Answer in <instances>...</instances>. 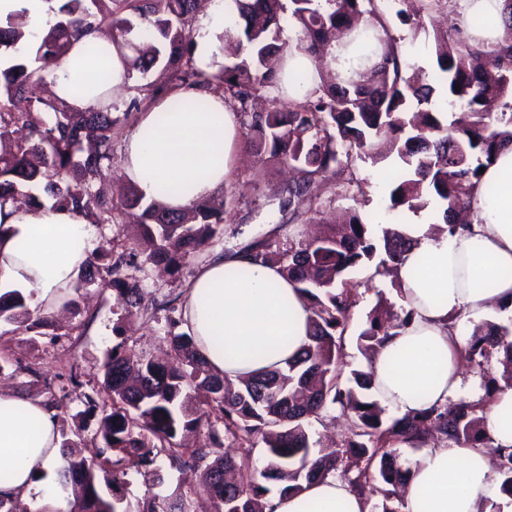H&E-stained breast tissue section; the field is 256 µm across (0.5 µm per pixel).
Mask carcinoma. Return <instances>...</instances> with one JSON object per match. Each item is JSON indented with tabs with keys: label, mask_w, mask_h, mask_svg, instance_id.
I'll return each mask as SVG.
<instances>
[{
	"label": "carcinoma",
	"mask_w": 512,
	"mask_h": 512,
	"mask_svg": "<svg viewBox=\"0 0 512 512\" xmlns=\"http://www.w3.org/2000/svg\"><path fill=\"white\" fill-rule=\"evenodd\" d=\"M234 3L237 18L224 39H237L241 53L212 74L200 71L192 57L198 0H64L56 10L59 20L40 35L28 31L23 13L0 23V49L13 52L12 64L0 70V136L16 135L15 149L0 153V204H14L21 196L32 199L42 190L54 204L92 224L110 223L114 210H124L143 225L147 260L166 267L187 263L215 240L232 192L195 203V224L184 212L145 200L131 184L116 206L94 186L112 164L117 107L76 111L55 96H27L29 85L52 72L71 40L104 25L112 27L120 49L136 53L133 69L158 73L159 82L149 85L150 98L182 86L222 94L246 129L245 144L297 174L279 203V212L288 216L285 241L247 251L256 262L279 266L305 298L310 334L303 351L280 368L233 382L210 372L194 337L173 332L171 363L117 344L104 362L101 387L85 391L73 368L67 386L57 392L53 381H44L46 405L59 418L60 485L78 492L76 512H131L124 477L134 470L161 485L158 460L165 459L172 469L200 472L212 512H265L269 482L282 481V491L297 495L305 484L341 469L365 504L382 496L371 512H400L393 498L409 482L411 470L402 463L399 447L420 449L445 438L497 454L501 490L512 497V450L491 446L483 429L484 415L500 393L486 365L503 350L499 363L512 381V329L487 322L460 351L462 360L479 370L481 398L450 399L389 418L369 393L371 372L354 370L349 383L341 382L342 339L353 306L346 274L376 255L366 224L352 214L342 227L317 237L306 238L295 229L305 216L327 207L324 199L307 195L308 185L320 180L353 191L358 181L349 162L362 153L376 161L392 156L400 163L390 190L391 209L416 213L435 196L442 223L450 231L459 226L458 216L469 212L472 190L481 179L479 170L512 145V105L505 104L511 113L492 122L484 112L488 99L503 98L512 88V41L483 51L459 34L435 39L437 66L452 97L451 118L445 120L431 107L434 88L419 81L392 34L383 0ZM288 21L296 26L293 40L284 38ZM332 30L344 46L357 47L349 75L337 72L331 85L319 84L302 99L284 103L275 91L285 55L301 51L319 66L329 64L336 60L335 44L327 39ZM383 251L379 265L398 266L405 252L403 235L385 232ZM138 256L136 246L120 252L100 248L82 264L72 289L79 291L84 280L98 275L104 287L123 297L125 318L134 320L148 310L145 294L126 281V270ZM411 319L406 309L389 323L370 318L358 336L360 348L376 350L390 330ZM2 320L34 330L47 316H32L26 297L9 292L0 295ZM200 388L212 394L203 412L193 404V392ZM72 397L100 413L95 437L102 448L94 460L81 455L79 431L69 435L65 430L66 400ZM336 410L350 419L352 437L336 447L314 449L309 420ZM193 432L204 434V445L184 446L183 438ZM228 440L243 449L240 460L225 452ZM260 441L265 447H258ZM138 512H197V502L188 493L154 494Z\"/></svg>",
	"instance_id": "1"
}]
</instances>
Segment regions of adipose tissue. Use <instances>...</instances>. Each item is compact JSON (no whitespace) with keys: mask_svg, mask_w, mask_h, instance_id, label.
<instances>
[{"mask_svg":"<svg viewBox=\"0 0 512 512\" xmlns=\"http://www.w3.org/2000/svg\"><path fill=\"white\" fill-rule=\"evenodd\" d=\"M505 0H456L457 25L476 42L506 35ZM233 0H212L193 32L196 66L206 72L224 61V29ZM132 80L111 36L98 32L72 41L54 69L52 91L71 108L115 101ZM177 98H205L202 112L174 111L169 99L137 113L122 149V170L145 199L178 210L223 192L231 154L241 136L238 116L222 96L182 88ZM0 295L17 290L31 311L55 306L97 248L86 217L46 204L0 206ZM411 248L394 276L401 303L413 318L392 330L372 360V394L398 414L446 402L465 389L455 322L490 320L512 306V148L485 169L471 195L470 224L436 231L423 217L399 225ZM183 318L213 371L235 379L276 366L308 341L310 311L278 266L239 252L218 253L188 282ZM493 445L512 447V387L487 412ZM55 410L42 401L0 391V494L30 496L34 479L59 459ZM403 512H512L489 449L450 442L427 449L412 465ZM266 512H366L347 481L327 477L299 495L270 496Z\"/></svg>","mask_w":512,"mask_h":512,"instance_id":"adipose-tissue-1","label":"adipose tissue"}]
</instances>
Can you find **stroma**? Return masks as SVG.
Instances as JSON below:
<instances>
[{"instance_id":"1","label":"stroma","mask_w":512,"mask_h":512,"mask_svg":"<svg viewBox=\"0 0 512 512\" xmlns=\"http://www.w3.org/2000/svg\"><path fill=\"white\" fill-rule=\"evenodd\" d=\"M394 35L402 39L401 50L408 61L425 71L429 85L438 83L435 57L437 33L453 26L448 11L440 10L421 16L423 27L413 32L395 12L387 14ZM351 166L358 178L359 188L354 195L343 196L340 188L326 185L322 197L331 201L336 213L352 212L360 216L374 242H381L384 226L406 222L407 212L391 208L389 175L395 166L394 159L376 161L367 156L353 158ZM263 169L260 181H253L256 169ZM286 170L278 164L259 167L256 154L249 149L237 148L229 186L233 202L224 214V234L214 246L215 251L228 252L257 240L278 241L283 237L279 229V196L286 183ZM199 260H192L177 273H166L144 264L130 268L132 284L142 288L153 299L154 306L148 313L134 321L122 317L121 304L112 291L100 282L83 284L75 293V302L69 312L56 325L43 328L42 332H27L9 324H0V350L12 361L29 366V373H0V388L12 390L39 400H46L43 378H51L77 367L84 382L101 386L102 364L113 346L146 352L162 358L172 357L168 342L166 318L174 301L182 299L183 291L199 267ZM349 279L353 285L351 321L344 336V368L351 371L366 366L357 337L369 313L379 299L399 304L397 287L390 276L375 274L373 266L354 270ZM40 373L41 381H34L33 373Z\"/></svg>"}]
</instances>
